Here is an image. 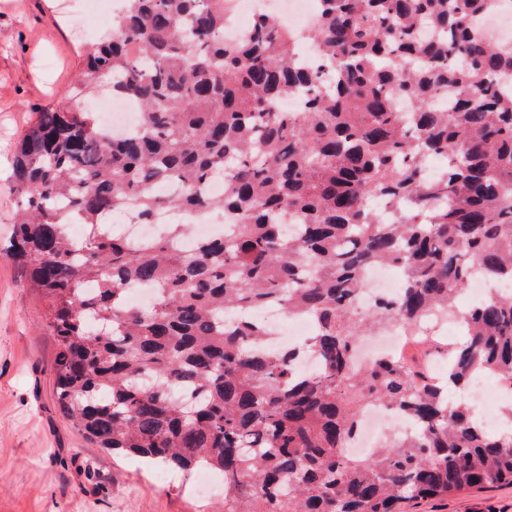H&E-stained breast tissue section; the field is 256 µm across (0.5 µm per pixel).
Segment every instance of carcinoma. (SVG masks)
Instances as JSON below:
<instances>
[{
    "label": "carcinoma",
    "mask_w": 512,
    "mask_h": 512,
    "mask_svg": "<svg viewBox=\"0 0 512 512\" xmlns=\"http://www.w3.org/2000/svg\"><path fill=\"white\" fill-rule=\"evenodd\" d=\"M508 2L321 0L300 35L259 16L227 44L224 0H122L71 98L106 85L138 105L139 132L45 107L11 175L15 255L56 339L59 410L91 444L221 475L214 512H403L512 484V429L448 399L477 376L512 379V294L461 312L442 380L406 358L355 363L362 337L416 331L474 276L512 282V48L477 25ZM294 93L300 110L279 111ZM433 156L446 167L429 170ZM169 183L175 199L159 192ZM169 206L219 208L233 230L188 252L190 224L134 243L108 223L127 210L151 224ZM379 264L402 270L400 293L360 311ZM132 287L153 304L129 307ZM268 306L310 316L315 333L268 347L251 315ZM375 401L414 434L352 455Z\"/></svg>",
    "instance_id": "obj_1"
}]
</instances>
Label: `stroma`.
<instances>
[{
  "instance_id": "obj_1",
  "label": "stroma",
  "mask_w": 512,
  "mask_h": 512,
  "mask_svg": "<svg viewBox=\"0 0 512 512\" xmlns=\"http://www.w3.org/2000/svg\"><path fill=\"white\" fill-rule=\"evenodd\" d=\"M112 29L87 0H0V512H211L195 476L157 482L133 455L95 448L60 413L56 345L12 253L11 161L36 112L67 102L81 51ZM404 512H512V484L414 499Z\"/></svg>"
}]
</instances>
